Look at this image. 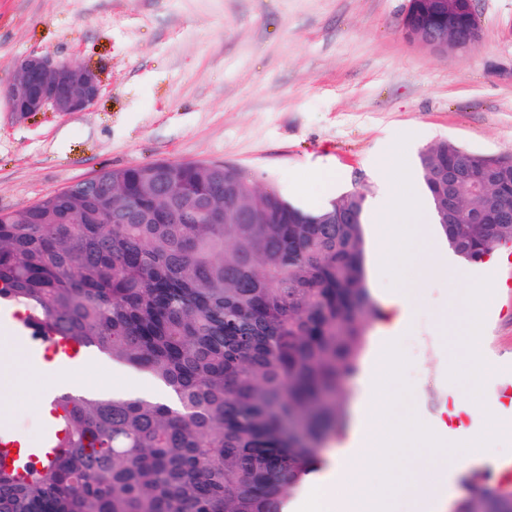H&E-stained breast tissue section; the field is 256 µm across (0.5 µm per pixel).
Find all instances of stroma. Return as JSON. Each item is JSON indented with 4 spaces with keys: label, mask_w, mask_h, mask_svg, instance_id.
I'll list each match as a JSON object with an SVG mask.
<instances>
[{
    "label": "stroma",
    "mask_w": 512,
    "mask_h": 512,
    "mask_svg": "<svg viewBox=\"0 0 512 512\" xmlns=\"http://www.w3.org/2000/svg\"><path fill=\"white\" fill-rule=\"evenodd\" d=\"M409 0H0V87L17 62L45 55L97 74L101 94L84 112L17 119L0 98V212L93 177L100 170L165 160L248 169L307 210L353 183L376 194L382 172L421 179L418 157L448 139L488 155L512 154V0H474L481 40L442 55L403 33ZM376 301L414 287L408 266L383 272L366 250ZM496 287L487 302L480 355L491 371L478 404L448 378L457 353L438 312L470 279ZM398 341L410 393L396 415L415 416L439 437L442 422L488 417L512 425V250L493 262L460 261L425 290ZM0 375V413L31 445L45 420L15 409Z\"/></svg>",
    "instance_id": "obj_1"
}]
</instances>
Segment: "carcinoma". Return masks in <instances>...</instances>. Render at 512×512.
I'll return each mask as SVG.
<instances>
[{
  "instance_id": "obj_1",
  "label": "carcinoma",
  "mask_w": 512,
  "mask_h": 512,
  "mask_svg": "<svg viewBox=\"0 0 512 512\" xmlns=\"http://www.w3.org/2000/svg\"><path fill=\"white\" fill-rule=\"evenodd\" d=\"M410 26L431 22L414 0ZM448 246L478 262L512 244V156L442 140L419 155ZM0 213V306L23 324L143 368L173 396L70 390L54 397L67 451L18 479L0 512H282L318 450L344 429L348 378L381 315L366 282L354 187L316 213L230 164L155 161ZM483 210L485 220L468 215ZM454 512H512V488L479 477Z\"/></svg>"
}]
</instances>
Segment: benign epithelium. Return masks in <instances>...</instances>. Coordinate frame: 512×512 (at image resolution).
<instances>
[{
    "instance_id": "7a95c632",
    "label": "benign epithelium",
    "mask_w": 512,
    "mask_h": 512,
    "mask_svg": "<svg viewBox=\"0 0 512 512\" xmlns=\"http://www.w3.org/2000/svg\"><path fill=\"white\" fill-rule=\"evenodd\" d=\"M480 39L479 25H459L451 3L448 18L410 37L412 43L442 54L467 51ZM100 93L99 80L88 67L73 60L54 63L36 54L18 61L13 81L0 90L9 110L19 118L36 112H84L97 101Z\"/></svg>"
}]
</instances>
